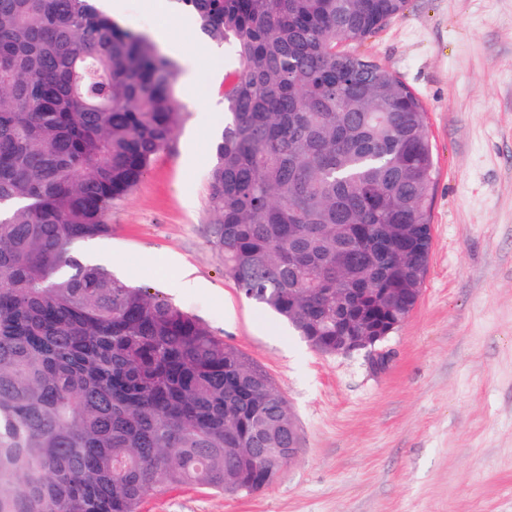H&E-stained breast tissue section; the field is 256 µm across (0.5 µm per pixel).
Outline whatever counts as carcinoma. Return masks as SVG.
I'll return each instance as SVG.
<instances>
[{
	"mask_svg": "<svg viewBox=\"0 0 512 512\" xmlns=\"http://www.w3.org/2000/svg\"><path fill=\"white\" fill-rule=\"evenodd\" d=\"M97 0H0V512H138L255 493L288 465L268 373L194 315L85 263L171 141L177 66ZM231 49L209 240L312 350L417 302L436 183L426 112L336 45L407 0H181Z\"/></svg>",
	"mask_w": 512,
	"mask_h": 512,
	"instance_id": "1",
	"label": "carcinoma"
}]
</instances>
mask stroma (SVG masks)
<instances>
[{"label": "stroma", "instance_id": "stroma-1", "mask_svg": "<svg viewBox=\"0 0 512 512\" xmlns=\"http://www.w3.org/2000/svg\"><path fill=\"white\" fill-rule=\"evenodd\" d=\"M125 0L123 28L165 30L186 54L199 25L184 5ZM348 51L421 99L436 168L433 248L419 304L387 339L391 362L324 356L246 300L210 243L209 173L224 126L228 60H200L204 96L112 207L98 247L123 279L198 317L271 376L300 451L252 494L178 486L140 512H512V0H407ZM178 257L201 285L179 294Z\"/></svg>", "mask_w": 512, "mask_h": 512}]
</instances>
